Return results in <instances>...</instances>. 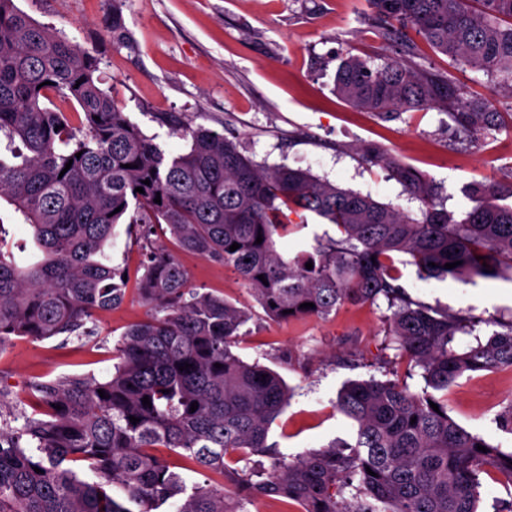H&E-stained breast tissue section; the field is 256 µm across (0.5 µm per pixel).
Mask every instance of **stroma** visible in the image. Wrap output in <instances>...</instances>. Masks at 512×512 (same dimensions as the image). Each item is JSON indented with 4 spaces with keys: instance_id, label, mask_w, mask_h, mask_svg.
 I'll list each match as a JSON object with an SVG mask.
<instances>
[{
    "instance_id": "35a3bbf8",
    "label": "stroma",
    "mask_w": 512,
    "mask_h": 512,
    "mask_svg": "<svg viewBox=\"0 0 512 512\" xmlns=\"http://www.w3.org/2000/svg\"><path fill=\"white\" fill-rule=\"evenodd\" d=\"M16 6L98 60L96 76L108 96L165 152L180 154L189 140L167 122L174 113L190 127L204 126L235 139L260 165L302 167L321 179L418 214L420 203L383 167L361 160L380 145L430 177L436 203L458 214L470 204L466 187L512 178V133L476 143L460 134L446 112L377 117L340 100L333 91L345 51L414 61L454 77L471 94L488 93L487 75L456 69L448 57L422 47L411 57L400 44L383 46L365 0H15ZM120 10L123 30H112ZM192 284L232 301L251 302L243 283L222 264L178 252ZM400 283L414 299L439 310L476 318L474 334L457 348L512 321V275L464 281L423 278L406 257H395ZM385 299L345 305L326 318L274 321L257 315L241 331L236 350L281 374L292 388L289 405L270 430L292 458L334 440L353 441L354 423L335 407L344 382L399 376L420 391V375L401 363L386 334ZM150 314L136 296L89 321L87 336L48 340L20 337L0 350V428L21 427L32 378L85 374L102 380L118 361L126 329ZM512 407V369L460 377L448 391V413L502 450L512 434L500 414Z\"/></svg>"
}]
</instances>
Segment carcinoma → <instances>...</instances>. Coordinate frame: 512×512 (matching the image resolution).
Masks as SVG:
<instances>
[{
    "instance_id": "carcinoma-1",
    "label": "carcinoma",
    "mask_w": 512,
    "mask_h": 512,
    "mask_svg": "<svg viewBox=\"0 0 512 512\" xmlns=\"http://www.w3.org/2000/svg\"><path fill=\"white\" fill-rule=\"evenodd\" d=\"M367 3L383 39L412 32L486 74L492 88L466 97L440 72L347 52L334 80L340 98L378 116L442 109L474 142L500 130L498 92L512 94V0ZM96 70L92 54L14 0H0V201L33 228L42 251L19 263L0 219V350L18 337L78 332L123 303L131 283L155 311L125 331L106 379L28 384L31 413L19 428H0V512H239L241 501L259 497L301 512H479L486 468L512 485V452L457 423L447 393L465 374L512 368V325L455 349L456 336L475 323L411 298L393 259L403 254L435 279L512 269V203H505L512 181L474 184L470 207L456 217L435 203L436 187L420 171L380 147L366 151L367 163L383 166L421 202L415 218L301 167H261L212 129L177 128L191 143L171 156L99 87ZM293 215L334 224L340 237L285 258L280 238ZM125 222L163 225L179 249L232 269L273 320L325 318L346 304L386 298L388 334L420 368L424 387L413 393L398 380L347 381L336 408L356 423L355 442L286 461L269 432L290 391L276 371L234 350L250 308L192 287L163 245L149 248L141 274L112 265L105 245ZM158 448L213 477L188 484ZM251 456L273 458L261 480L235 467ZM76 466L97 480L80 478Z\"/></svg>"
}]
</instances>
